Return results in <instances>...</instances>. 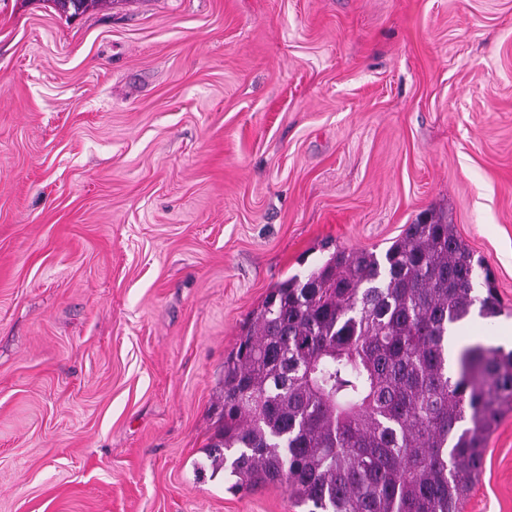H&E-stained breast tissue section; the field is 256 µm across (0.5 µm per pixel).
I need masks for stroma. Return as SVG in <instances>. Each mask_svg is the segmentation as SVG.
Listing matches in <instances>:
<instances>
[{
    "instance_id": "35a3bbf8",
    "label": "stroma",
    "mask_w": 512,
    "mask_h": 512,
    "mask_svg": "<svg viewBox=\"0 0 512 512\" xmlns=\"http://www.w3.org/2000/svg\"><path fill=\"white\" fill-rule=\"evenodd\" d=\"M446 215L512 348V0H0V512H298L206 455L276 283ZM463 512H512V413Z\"/></svg>"
}]
</instances>
